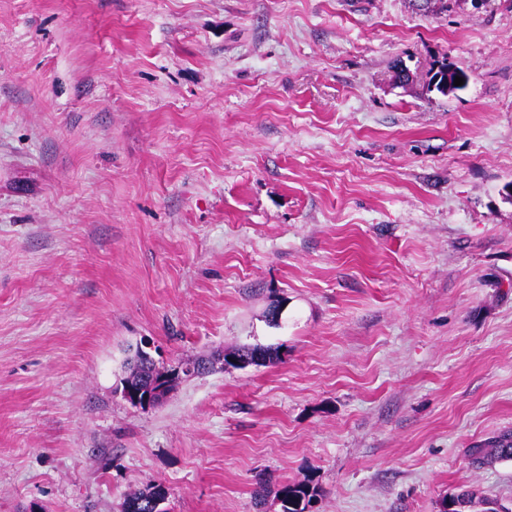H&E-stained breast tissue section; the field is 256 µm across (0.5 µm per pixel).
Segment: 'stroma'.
I'll return each mask as SVG.
<instances>
[{"label":"stroma","instance_id":"1","mask_svg":"<svg viewBox=\"0 0 512 512\" xmlns=\"http://www.w3.org/2000/svg\"><path fill=\"white\" fill-rule=\"evenodd\" d=\"M509 182L512 0H0V512L512 507ZM437 64L439 65L438 70L431 77L429 76L426 84L427 91H436L441 95L446 96L449 93L460 89L466 82H468L469 76L463 70L448 67V63L446 61H441ZM455 77L463 78V85L454 86ZM166 368V367H164ZM173 370L174 368H166ZM182 370L187 372L188 375H199L206 372L207 369L199 368L187 370L186 368L175 367L174 371H170L164 376L158 377V368L152 367L151 370H147L144 374V382L138 386H132L126 384L124 396L130 404H134L137 407L144 406L145 408L154 407L159 404L169 393L168 385H161V383L173 375H181ZM469 456L479 465L512 460V432L505 431L470 448ZM318 489L309 480L286 484L279 491L282 512H309ZM168 492L164 486L154 484L144 489L129 491L124 499V512H154L152 504L162 502L157 512H169L166 506ZM476 503L489 506L483 512H509L508 508L497 502L478 497L474 490H463L456 495H450L448 499H444L442 512H466V508H471Z\"/></svg>","mask_w":512,"mask_h":512}]
</instances>
